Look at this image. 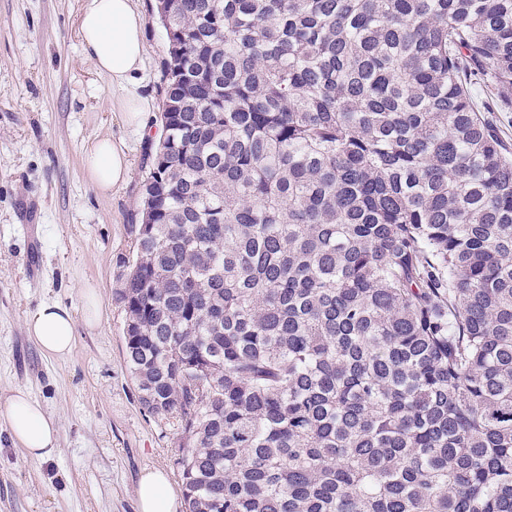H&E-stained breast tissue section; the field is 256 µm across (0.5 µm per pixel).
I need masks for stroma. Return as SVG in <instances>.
I'll use <instances>...</instances> for the list:
<instances>
[{
  "label": "stroma",
  "mask_w": 512,
  "mask_h": 512,
  "mask_svg": "<svg viewBox=\"0 0 512 512\" xmlns=\"http://www.w3.org/2000/svg\"><path fill=\"white\" fill-rule=\"evenodd\" d=\"M146 14L140 93L147 135L112 108V85L84 57L75 20L82 0H0V512H137L144 470L174 483L180 434L146 412L125 354L118 299L139 223L147 155L160 120L168 40ZM124 142L127 184L99 196L82 162L98 137ZM98 288L101 322L76 326L64 357L43 354L26 321L44 303L82 308ZM27 389L58 417V450L35 463L13 444L7 401Z\"/></svg>",
  "instance_id": "obj_1"
}]
</instances>
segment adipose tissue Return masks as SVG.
Returning a JSON list of instances; mask_svg holds the SVG:
<instances>
[{
    "label": "adipose tissue",
    "instance_id": "obj_1",
    "mask_svg": "<svg viewBox=\"0 0 512 512\" xmlns=\"http://www.w3.org/2000/svg\"><path fill=\"white\" fill-rule=\"evenodd\" d=\"M143 27L144 18L134 0H84L77 20L83 52L97 73L109 78L125 123L140 133L146 130V100L138 94L135 81L145 64ZM83 164L95 190L104 195L121 188L130 176L126 149L108 137L97 138L85 146ZM82 296V311L45 303L29 316L27 333L42 353H70L77 321L89 326L99 321L97 290L84 289ZM8 420L14 442L23 448L28 459L41 462L55 453L61 423L27 391L17 389L10 395ZM136 494L138 512H177V493L163 471L142 473Z\"/></svg>",
    "mask_w": 512,
    "mask_h": 512
}]
</instances>
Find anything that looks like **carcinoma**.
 Segmentation results:
<instances>
[{
	"instance_id": "cac0c4a2",
	"label": "carcinoma",
	"mask_w": 512,
	"mask_h": 512,
	"mask_svg": "<svg viewBox=\"0 0 512 512\" xmlns=\"http://www.w3.org/2000/svg\"><path fill=\"white\" fill-rule=\"evenodd\" d=\"M155 8L118 297L185 512H512V0Z\"/></svg>"
}]
</instances>
